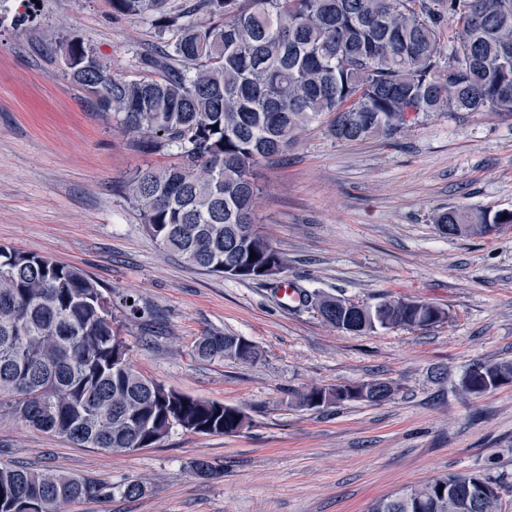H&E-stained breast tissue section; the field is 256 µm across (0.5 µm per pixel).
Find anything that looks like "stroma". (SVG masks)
<instances>
[{"instance_id":"stroma-1","label":"stroma","mask_w":512,"mask_h":512,"mask_svg":"<svg viewBox=\"0 0 512 512\" xmlns=\"http://www.w3.org/2000/svg\"><path fill=\"white\" fill-rule=\"evenodd\" d=\"M77 36L112 70L142 76L165 40L150 19L107 0H0V245L92 274L112 295L113 325L134 368L165 387L240 408L232 436L175 427L154 447L77 448L0 417V463L112 483L105 502L61 512H369L373 502L448 474L502 484L512 512V385L478 397L473 365L512 359V224L448 237L453 207L512 211V121L492 112L419 117L394 139L343 143L326 120L288 155L254 167L259 233L288 257L285 280L352 302L394 296L444 308L427 329L352 334L277 288L194 269L163 252L133 204L135 172L177 162L106 118L63 73L60 41ZM136 299L143 318L119 303ZM242 336L255 365L203 360L207 332ZM396 388L379 403L307 409L295 391L369 379ZM210 461L217 477L192 465ZM143 482L126 497L121 488Z\"/></svg>"}]
</instances>
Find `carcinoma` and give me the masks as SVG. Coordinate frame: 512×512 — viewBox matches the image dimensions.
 Wrapping results in <instances>:
<instances>
[{"mask_svg": "<svg viewBox=\"0 0 512 512\" xmlns=\"http://www.w3.org/2000/svg\"><path fill=\"white\" fill-rule=\"evenodd\" d=\"M112 12L148 16L172 35L151 75L128 80L84 42L63 43L72 81L101 111L144 135L147 151L169 146L180 161L131 178V197L163 251L190 266L241 281H271L288 259L252 224L260 192L252 168L284 155L324 115L339 142L391 139L421 115L491 110L512 119V0H110ZM454 36L445 38L448 20ZM218 130H213V126ZM436 224H463L480 236L512 224V211L450 208ZM255 258H250V252ZM299 304L350 333L424 329L448 312L388 298L360 305L299 291ZM194 353L255 364L260 349L242 336L210 332ZM496 379L512 382V360L479 364L464 377L480 396ZM381 403L395 393L370 379L297 392L296 403ZM21 424L80 448L134 452L179 426L233 435L239 408L167 389L136 371L112 326V299L84 269L0 245V409ZM460 475L401 490L371 512H500L501 486L473 501ZM112 497V484L0 464V512H58L64 503Z\"/></svg>", "mask_w": 512, "mask_h": 512, "instance_id": "carcinoma-1", "label": "carcinoma"}]
</instances>
